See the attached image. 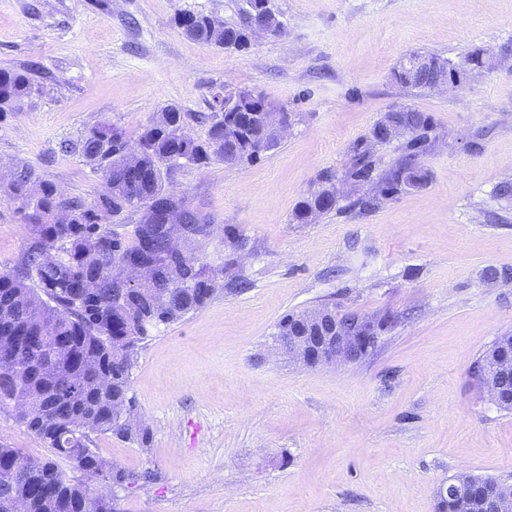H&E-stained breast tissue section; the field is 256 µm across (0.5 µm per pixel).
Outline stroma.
<instances>
[{"label":"stroma","mask_w":512,"mask_h":512,"mask_svg":"<svg viewBox=\"0 0 512 512\" xmlns=\"http://www.w3.org/2000/svg\"><path fill=\"white\" fill-rule=\"evenodd\" d=\"M279 37L242 50L187 37L191 11L224 25L240 0H0V69L35 91L0 118V271L27 244L11 174L28 168L94 201L99 172L59 145L89 127L128 133L180 108L205 137L212 95L262 92L294 124L260 159L182 163L165 183L208 227L195 250L224 267L212 300L143 344L130 394L151 432L142 448L106 435L100 453L152 478L114 492L116 512H436L435 492L466 472L512 482V412L474 374L512 334V0H271ZM492 68L444 90L393 71L412 53ZM431 115L427 185L351 203L353 146L390 109ZM332 175L337 207L307 224L296 204ZM240 238L224 246V229ZM251 286L233 288L235 276ZM390 317L360 360L305 367L279 340L290 313L322 306Z\"/></svg>","instance_id":"1"}]
</instances>
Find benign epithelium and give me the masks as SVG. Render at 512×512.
Wrapping results in <instances>:
<instances>
[{
    "label": "benign epithelium",
    "mask_w": 512,
    "mask_h": 512,
    "mask_svg": "<svg viewBox=\"0 0 512 512\" xmlns=\"http://www.w3.org/2000/svg\"><path fill=\"white\" fill-rule=\"evenodd\" d=\"M399 70L407 81H421L430 90H438L450 83L459 81L462 68L457 66H438L422 58L410 65L401 62ZM264 123L275 134H286L292 127V115L288 112L264 110ZM405 129L397 124L390 114H384L372 127L371 139L375 143L400 138ZM377 320L364 319V326L348 328L333 321L327 307L305 315L303 325L315 326V335H295L290 333L280 337L284 350L297 362L305 366L331 365L352 362L361 359L378 344L374 326ZM482 494L490 496L497 512H512V485L488 479L480 485Z\"/></svg>",
    "instance_id": "benign-epithelium-1"
}]
</instances>
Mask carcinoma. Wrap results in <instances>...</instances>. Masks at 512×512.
I'll use <instances>...</instances> for the list:
<instances>
[{
	"instance_id": "cac0c4a2",
	"label": "carcinoma",
	"mask_w": 512,
	"mask_h": 512,
	"mask_svg": "<svg viewBox=\"0 0 512 512\" xmlns=\"http://www.w3.org/2000/svg\"><path fill=\"white\" fill-rule=\"evenodd\" d=\"M239 24L213 29L197 15L185 31L193 40L234 49L248 45L249 8L243 0ZM33 91L25 71L0 69V113L14 111ZM224 118L212 122L206 138L184 131L182 112L164 108L132 137L123 127L105 123L87 129L77 142L62 145L77 152L104 175L102 193L93 203L66 196L50 182H35L27 170L12 174V197L28 244L14 273L0 272V410L40 439L48 454L35 459L0 444V512H115L112 490L146 480L106 459L83 442L82 431L109 435L144 448L150 431L131 419L129 396L138 350L151 330L182 320L213 297L224 269H216L189 248L174 242L187 229L207 235L183 201L173 202L165 175L185 161L206 166L214 160L231 165L229 154L253 161L254 145L264 151L279 141L254 112L268 107L254 89L224 93ZM395 118L408 130L403 152L382 173L374 174L370 137L353 147L345 172L353 183L372 182L375 191L353 201L368 210L379 198L421 188L429 172L418 156L430 144L433 120L415 108ZM334 210L311 191L298 202L293 220ZM127 211L140 214L132 239L112 229L108 219ZM512 348V335L500 336L476 367L480 383L501 351ZM99 482L89 493L74 473ZM436 512H490L480 495L455 497L436 492Z\"/></svg>"
}]
</instances>
